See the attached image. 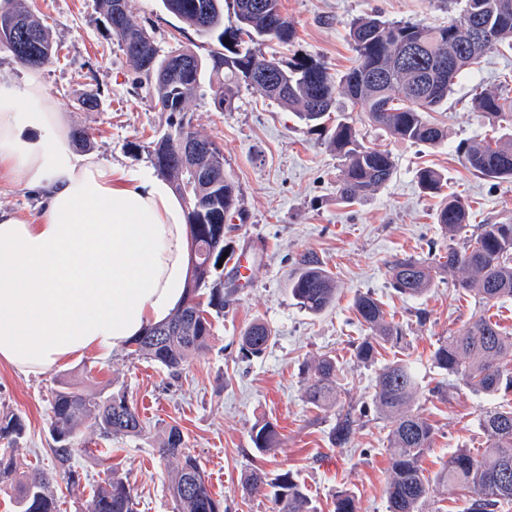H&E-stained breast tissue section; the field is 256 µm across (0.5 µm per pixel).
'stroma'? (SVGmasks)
I'll return each mask as SVG.
<instances>
[{
	"mask_svg": "<svg viewBox=\"0 0 512 512\" xmlns=\"http://www.w3.org/2000/svg\"><path fill=\"white\" fill-rule=\"evenodd\" d=\"M59 46L57 60L40 67L47 93L65 113L68 129L89 134L86 152L122 171L151 168L138 145L168 128V115L156 108L146 89L134 84V73L118 38L104 22L96 0H27ZM130 13L146 26L161 53L190 48L201 58L214 50L160 0H127ZM293 22L292 42L267 41L265 57L288 61L297 56L320 59L340 78L355 63L348 36L354 19L377 15L392 21L447 24L463 0H281ZM512 77V49L489 51L471 73L461 77L448 102L432 118L447 137L427 147L391 137L368 123L364 113L337 98V115L351 119L368 146L390 151L395 170L373 195L352 204L341 202L336 185L342 161L328 145L325 132L312 128L294 112L267 98L260 90L242 86L236 108L215 107L210 90L189 99L186 110L195 130L214 139L224 152V169L239 189V210L224 223L225 270L238 258L251 269L248 285L224 298V314L215 324L210 346L192 356L178 375L159 365L134 359L127 346L108 356L88 353L49 372L25 375L0 363V413L19 416L25 434L13 455L24 467L47 471L60 512H85L101 485L106 466L117 467L134 489L137 512H172L168 491L172 463L157 454L171 426L182 431L189 452L208 475L212 493L227 512H271L262 497L246 498L240 491L243 473L252 467L269 475L290 472L303 486L317 512H334L337 491L351 492L360 512H387L390 458L386 450L387 421L370 410L380 366L397 358L417 363L420 387L410 413L426 417L435 429L434 443L422 459L425 475L437 472L450 451L484 447L486 435L478 419L497 402L461 387L453 398H437L432 389L442 376L431 354L439 340L458 332L479 315L491 317L512 334V299L482 309L474 297L456 290L455 277L438 274L430 290L419 297L403 296L391 287L389 263L397 257H428L448 243L436 217L443 202L421 190L417 172L431 167L445 180V194L460 197L469 207L471 224L512 220V183L484 179L467 168L460 149L485 135L505 134L512 124L492 125L474 112L470 100L475 86L499 89ZM100 93L98 107L80 105L89 82ZM317 260L337 282L335 302L312 315L292 298L288 282L302 258ZM369 293L380 299L387 317L400 322L405 339L400 346L384 345L376 363L356 362L350 353L364 336L354 302ZM272 329L266 352L244 356L242 331L254 320ZM335 355L341 367L342 404L368 406L349 445L330 444L328 432L335 409L317 411L303 401L305 369L322 354ZM76 384L85 393L122 392L145 425L142 436L105 442L93 437L96 448L111 447L107 462L76 453L72 464L79 485H68L50 449L49 399L60 383ZM277 425L280 448L259 454L250 429L259 421Z\"/></svg>",
	"mask_w": 512,
	"mask_h": 512,
	"instance_id": "obj_1",
	"label": "stroma"
}]
</instances>
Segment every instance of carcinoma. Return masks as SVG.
Masks as SVG:
<instances>
[{"mask_svg":"<svg viewBox=\"0 0 512 512\" xmlns=\"http://www.w3.org/2000/svg\"><path fill=\"white\" fill-rule=\"evenodd\" d=\"M0 16V46L24 67H39L58 56V47L25 0H5ZM164 8L215 41L220 49L204 60L189 49L159 54L153 38L133 16L124 27L112 24L116 0H98V8L124 55L134 64L136 84L148 90L160 110L169 113L170 130L148 145L152 164L181 198L193 249L192 273L185 285L183 303L163 322L151 325L129 343V355L149 359L170 372L179 371L193 354L206 350L214 336V319L224 313V218L237 211L238 189L224 172L219 145L200 136L185 112L186 102L201 87L204 72L214 105L223 112L235 110L241 84L258 87L266 96L296 112L310 124L329 119L336 99L343 97L361 107L367 120L395 139L437 146L444 129L429 119L446 100L456 81L473 69L484 53L498 45L512 46V0H465L460 15L442 26L414 22H387L376 16L358 18L349 25L357 55L356 66L337 81L323 62L312 57L283 62L258 56L252 47L269 40L289 43L295 28L281 8V0H161ZM236 23L224 26V9ZM190 61V67L168 68V61ZM472 108L489 118L512 112V98L482 90ZM330 145L343 161L337 191L344 199L372 195L388 182L394 164L389 152L366 146L355 124L336 120ZM467 167L485 178L512 183V135L482 139L462 153ZM421 189L437 194L442 175L431 169L418 171ZM469 210L457 197L437 213V223L449 240L468 227ZM395 289L410 297L425 294L437 273L462 270L467 276L457 288L472 292L484 306L512 298V224H481L465 246L448 245L427 259L404 257L390 265ZM336 280L317 261L303 258L289 291L300 308L319 314L336 299ZM359 322L370 334L353 345L360 363L375 361L381 343L397 345L402 327L386 319L377 299L361 294L355 300ZM272 329L262 321L250 324L240 337L245 355H262ZM436 368L484 397L512 391V336L481 316L458 333L440 341L432 354ZM339 369L336 358L325 355L309 368L303 401L313 409L337 403ZM418 389V376L409 360L384 365L375 379L373 405L388 420L387 442L391 473L387 487L388 512H422L430 484L447 495L465 499V512H493L501 501H512V403L480 416L486 446L472 451L458 448L448 454L439 472L429 478L420 460L431 448L434 428L426 418L405 411ZM51 452L62 465L68 463L82 428H93L105 440L139 437V414L122 392L89 396L64 383L52 392ZM366 412L353 407L336 410L329 432L332 445L346 446ZM14 414L0 416V440L11 444L24 435ZM250 439L258 453L281 446L276 424L255 423ZM159 456L178 461L169 485L173 512H226L215 498L198 460L186 452L180 428L165 435ZM9 483L19 512H58L51 478L41 469L19 471L15 459L0 454V485ZM243 496H264L272 512H316L311 499L290 472L274 478L251 469L241 478ZM87 512H135V497L127 477L112 470L93 496ZM335 512H359L353 494L336 491Z\"/></svg>","mask_w":512,"mask_h":512,"instance_id":"carcinoma-1","label":"carcinoma"}]
</instances>
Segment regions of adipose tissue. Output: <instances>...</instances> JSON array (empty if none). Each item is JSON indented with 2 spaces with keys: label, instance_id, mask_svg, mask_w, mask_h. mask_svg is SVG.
Wrapping results in <instances>:
<instances>
[{
  "label": "adipose tissue",
  "instance_id": "ef3b65f1",
  "mask_svg": "<svg viewBox=\"0 0 512 512\" xmlns=\"http://www.w3.org/2000/svg\"><path fill=\"white\" fill-rule=\"evenodd\" d=\"M66 130L38 72L0 78V172L45 200L35 218L0 211V361L26 374L110 354L173 312L188 274L167 180L75 153Z\"/></svg>",
  "mask_w": 512,
  "mask_h": 512
}]
</instances>
